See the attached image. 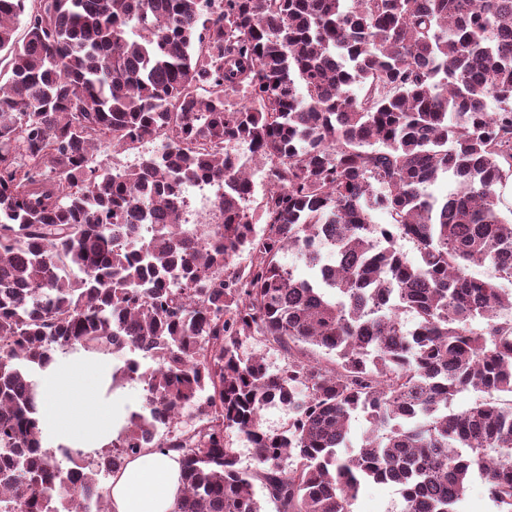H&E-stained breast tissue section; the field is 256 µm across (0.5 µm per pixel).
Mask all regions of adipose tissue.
<instances>
[{
	"label": "adipose tissue",
	"instance_id": "obj_1",
	"mask_svg": "<svg viewBox=\"0 0 512 512\" xmlns=\"http://www.w3.org/2000/svg\"><path fill=\"white\" fill-rule=\"evenodd\" d=\"M113 369L108 355H55L39 380V411L50 449L93 455L115 438L128 413L107 393ZM182 489L179 453L147 450L113 475L106 493L109 512H176Z\"/></svg>",
	"mask_w": 512,
	"mask_h": 512
}]
</instances>
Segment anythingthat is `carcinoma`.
Segmentation results:
<instances>
[{
    "mask_svg": "<svg viewBox=\"0 0 512 512\" xmlns=\"http://www.w3.org/2000/svg\"><path fill=\"white\" fill-rule=\"evenodd\" d=\"M1 52L0 512L105 507L100 478L149 448L181 455L177 512H264L255 478L276 512H352L371 482L400 512H458L476 475L512 512V292L468 274L512 282V0H0ZM157 139L133 167L95 159ZM240 144L267 167L260 232ZM200 182L222 189L201 248ZM77 347L154 365L114 367L145 403L109 447L59 457L37 376ZM276 403L292 418L271 434ZM190 405L205 421L183 430L168 413ZM291 417L288 406L277 404L262 411L261 424L267 431L280 432L287 428ZM225 441L227 446L235 451L239 461L238 467L247 472L255 471L257 462L250 451L252 445L246 437L236 430H228L225 434Z\"/></svg>",
    "mask_w": 512,
    "mask_h": 512,
    "instance_id": "1",
    "label": "carcinoma"
}]
</instances>
